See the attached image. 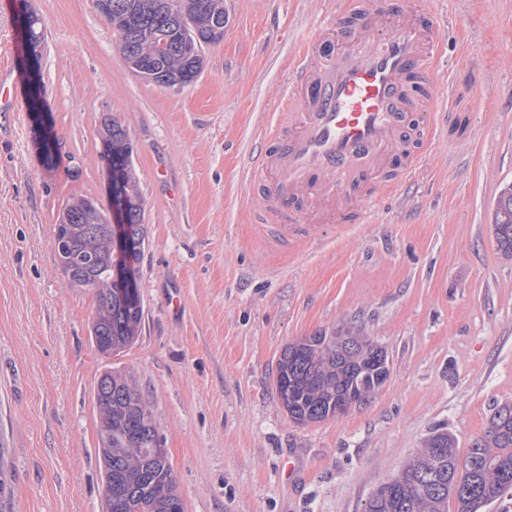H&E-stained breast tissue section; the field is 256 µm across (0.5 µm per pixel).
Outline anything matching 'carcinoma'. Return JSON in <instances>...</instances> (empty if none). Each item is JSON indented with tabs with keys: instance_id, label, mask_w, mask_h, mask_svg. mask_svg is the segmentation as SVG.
I'll return each mask as SVG.
<instances>
[{
	"instance_id": "carcinoma-1",
	"label": "carcinoma",
	"mask_w": 512,
	"mask_h": 512,
	"mask_svg": "<svg viewBox=\"0 0 512 512\" xmlns=\"http://www.w3.org/2000/svg\"><path fill=\"white\" fill-rule=\"evenodd\" d=\"M100 15L116 31L124 63L146 79L158 69L174 78L187 69L199 76L204 63L199 37L226 18L224 0H109ZM42 25L37 14H24L19 24L21 42L40 44ZM100 138L109 146L106 163L122 169L130 250L114 251L109 214L97 201L80 196L65 205L62 215L79 213L89 223L60 220L57 234L67 239V245L56 249V255L68 287L92 294L91 341L103 357L110 358L136 341L144 316L142 296L120 299L111 266H136L147 231L127 129L118 118L107 117ZM493 234L498 251L511 259L512 185L501 191L496 202ZM350 335L358 342L354 351H339L336 340L325 332L282 349L276 385L295 422L343 415L385 383L377 371V364H388L384 349L358 331ZM92 398L100 425L103 492L112 493V512H183L151 404L136 381L107 370L94 385ZM389 484L392 495L370 496L364 512H448L450 501L457 512H479L512 490V404L495 409L487 431L471 444L464 461H459L448 434L436 433Z\"/></svg>"
}]
</instances>
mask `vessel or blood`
I'll return each mask as SVG.
<instances>
[{
    "instance_id": "b4317fda",
    "label": "vessel or blood",
    "mask_w": 512,
    "mask_h": 512,
    "mask_svg": "<svg viewBox=\"0 0 512 512\" xmlns=\"http://www.w3.org/2000/svg\"><path fill=\"white\" fill-rule=\"evenodd\" d=\"M336 29L351 48L335 51L323 33L304 45L282 110L261 134L266 147L248 162L252 206L283 248L309 232L297 213L308 190L331 199L333 223H362L372 172L402 184L435 132L434 14L408 0H350ZM291 115L295 129L279 136Z\"/></svg>"
}]
</instances>
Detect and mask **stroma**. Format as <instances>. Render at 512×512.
<instances>
[{
    "label": "stroma",
    "instance_id": "stroma-1",
    "mask_svg": "<svg viewBox=\"0 0 512 512\" xmlns=\"http://www.w3.org/2000/svg\"><path fill=\"white\" fill-rule=\"evenodd\" d=\"M342 2L224 0L223 38L170 89L125 66L93 0H0V512H102L91 391L112 368L151 403L184 512H364L431 435L466 457L512 403V259L492 233L512 185V0H421L440 24L434 142L403 187L378 181L363 223L314 224L289 252L256 229L246 156ZM26 8L45 24L50 162L10 45ZM108 116L129 133L148 241L141 333L106 359L54 229L71 197L110 204ZM345 328L386 351V382L343 416L295 423L282 349Z\"/></svg>",
    "mask_w": 512,
    "mask_h": 512
}]
</instances>
